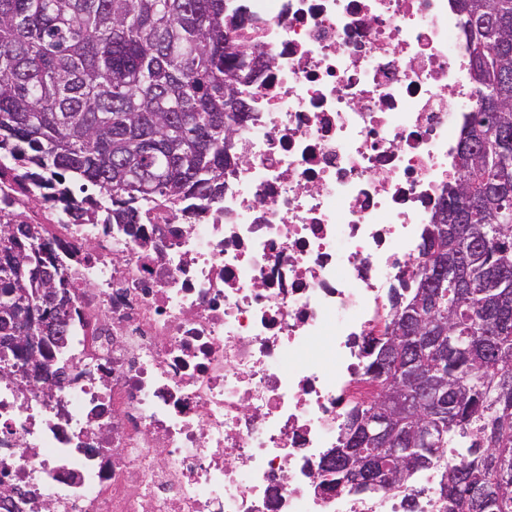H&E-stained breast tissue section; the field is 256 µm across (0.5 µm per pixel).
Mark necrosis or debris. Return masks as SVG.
<instances>
[{
  "instance_id": "1",
  "label": "necrosis or debris",
  "mask_w": 512,
  "mask_h": 512,
  "mask_svg": "<svg viewBox=\"0 0 512 512\" xmlns=\"http://www.w3.org/2000/svg\"><path fill=\"white\" fill-rule=\"evenodd\" d=\"M263 65L212 202L101 224L94 194L0 167V217L59 242L70 378H0V512H442L320 491L370 399L392 289L456 177L476 92L454 0H225Z\"/></svg>"
}]
</instances>
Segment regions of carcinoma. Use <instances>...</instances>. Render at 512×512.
Listing matches in <instances>:
<instances>
[{"mask_svg":"<svg viewBox=\"0 0 512 512\" xmlns=\"http://www.w3.org/2000/svg\"><path fill=\"white\" fill-rule=\"evenodd\" d=\"M225 0H0V159L92 185L114 224L144 204L212 200L227 145L247 111L236 85L253 68L238 51ZM477 98L457 149L464 173L425 225L414 287L391 296V324L367 374L415 383L419 409L382 401L348 409L320 486L361 494L438 469L446 512H512V0H456ZM54 288L62 317L37 335L52 362L73 296L57 245L40 224L0 221V337L23 289ZM435 436L415 441L423 418Z\"/></svg>","mask_w":512,"mask_h":512,"instance_id":"cac0c4a2","label":"carcinoma"}]
</instances>
